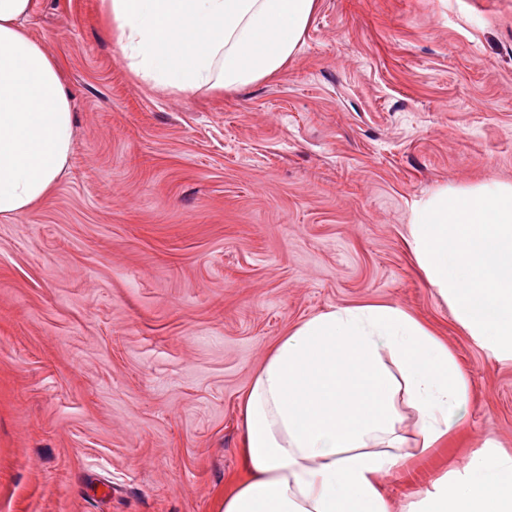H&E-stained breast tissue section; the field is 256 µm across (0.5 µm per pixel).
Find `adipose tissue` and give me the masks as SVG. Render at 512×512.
<instances>
[{
  "instance_id": "adipose-tissue-1",
  "label": "adipose tissue",
  "mask_w": 512,
  "mask_h": 512,
  "mask_svg": "<svg viewBox=\"0 0 512 512\" xmlns=\"http://www.w3.org/2000/svg\"><path fill=\"white\" fill-rule=\"evenodd\" d=\"M32 0H0V217L32 209L67 168L64 70L31 35ZM319 0H98L132 77L221 94L278 77ZM468 380L436 335L385 303L335 307L270 350L240 402L248 478L219 512H389L380 477L460 428ZM413 433L402 431L405 414ZM411 512H512V454L492 443Z\"/></svg>"
}]
</instances>
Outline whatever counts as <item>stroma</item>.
<instances>
[{
	"label": "stroma",
	"mask_w": 512,
	"mask_h": 512,
	"mask_svg": "<svg viewBox=\"0 0 512 512\" xmlns=\"http://www.w3.org/2000/svg\"><path fill=\"white\" fill-rule=\"evenodd\" d=\"M97 0H33L75 137L56 190L0 219V512H217L239 399L333 307L400 306L469 379L462 432L384 476L391 512L494 438L512 360L419 273L415 202L512 182V0H320L274 80L132 81Z\"/></svg>",
	"instance_id": "35a3bbf8"
}]
</instances>
